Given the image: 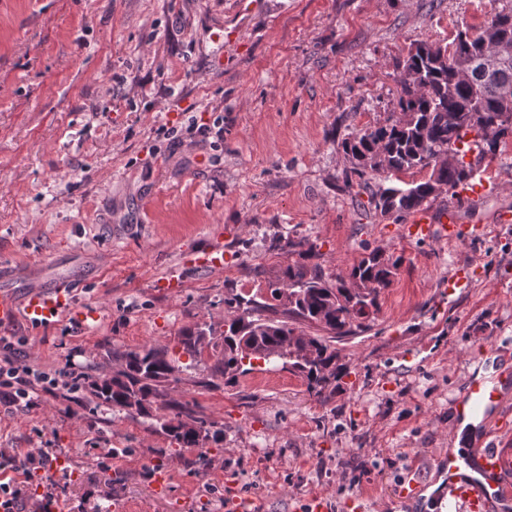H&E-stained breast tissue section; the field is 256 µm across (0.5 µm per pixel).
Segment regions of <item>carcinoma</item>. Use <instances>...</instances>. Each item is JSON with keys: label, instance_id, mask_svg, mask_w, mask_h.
Wrapping results in <instances>:
<instances>
[{"label": "carcinoma", "instance_id": "cac0c4a2", "mask_svg": "<svg viewBox=\"0 0 512 512\" xmlns=\"http://www.w3.org/2000/svg\"><path fill=\"white\" fill-rule=\"evenodd\" d=\"M490 30L497 41L512 44V5L493 8L483 26H465L446 44H410L398 62L397 107L403 119L390 116L341 139L350 162L345 182L369 190L370 203L380 214L405 219L438 198V184L448 193L456 192L478 172L477 164L464 161L472 146H478L482 159L512 136V99L505 97V91L512 90V53L495 66L481 63ZM472 133L476 141L471 143L467 137ZM414 171L426 175L419 181L391 182ZM274 249L299 260L288 263L263 291L224 297L230 315L221 342H210L215 360L199 385L208 388L218 378L232 383L252 371L255 360L273 366L280 361L324 403L336 383L350 374L337 344L370 329L365 309H378L379 296L397 275L401 258L373 249L346 276L333 279L308 238L281 237ZM205 332L214 335L212 327L197 326L180 336L190 357L201 354L199 336ZM307 348L314 349L315 359L302 355ZM113 358L119 369L112 375L87 378L96 406L154 419L156 430L180 452L197 449L203 457L208 441L219 442L222 430L215 421L197 405L171 396L170 379L180 366L167 350L126 351Z\"/></svg>", "mask_w": 512, "mask_h": 512}]
</instances>
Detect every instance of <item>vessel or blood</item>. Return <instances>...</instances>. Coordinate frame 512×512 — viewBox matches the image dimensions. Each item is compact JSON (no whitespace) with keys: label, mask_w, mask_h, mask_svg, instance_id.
<instances>
[{"label":"vessel or blood","mask_w":512,"mask_h":512,"mask_svg":"<svg viewBox=\"0 0 512 512\" xmlns=\"http://www.w3.org/2000/svg\"><path fill=\"white\" fill-rule=\"evenodd\" d=\"M459 217L455 211L442 216L440 228H433L427 212L417 213L406 227L408 237L427 239L439 234L442 239L457 238ZM79 282L75 276L64 275L47 286L32 283L24 294L0 289V322L11 323L24 319L28 324L41 326L67 314L74 301V290ZM503 369L496 383L486 384L471 379L454 403L459 425L451 438L458 441V450L441 458L446 476L436 489V504L446 505L449 512L463 507L465 512H489L499 505L502 512H512V451L497 446L496 442L479 435L476 425L486 424L491 418L506 420V395L512 391V357L502 356Z\"/></svg>","instance_id":"vessel-or-blood-1"}]
</instances>
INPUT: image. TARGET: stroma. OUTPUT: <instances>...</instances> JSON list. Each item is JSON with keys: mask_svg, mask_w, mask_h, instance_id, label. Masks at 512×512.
<instances>
[{"mask_svg": "<svg viewBox=\"0 0 512 512\" xmlns=\"http://www.w3.org/2000/svg\"><path fill=\"white\" fill-rule=\"evenodd\" d=\"M490 0H0V274L21 280L80 266L78 310L55 325L17 321L45 371L112 372L115 351L167 348L182 370L176 398L224 430L205 463L175 452L151 418L93 408L87 389L40 394L0 411V448L48 444L70 473L60 512H425L451 448L452 406L490 351L512 353V138L480 168L478 200L456 208L459 240L412 239L365 210L346 186L338 142L397 109V62L413 42L481 26ZM211 127L201 136L199 126ZM313 242L327 274L365 251L401 257L370 331L342 344L350 366L327 402L286 369L201 388L209 354L191 358L185 329L223 331L230 292L275 279L285 235ZM224 243L223 269L187 256ZM474 263L471 288L442 284ZM113 449L105 458L103 449ZM416 474L420 491L396 495Z\"/></svg>", "mask_w": 512, "mask_h": 512, "instance_id": "35a3bbf8", "label": "stroma"}]
</instances>
